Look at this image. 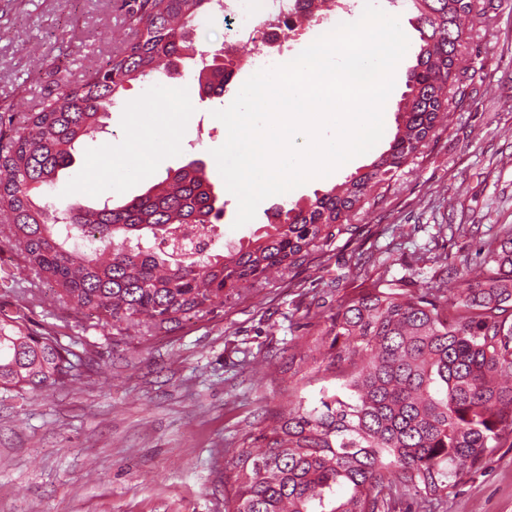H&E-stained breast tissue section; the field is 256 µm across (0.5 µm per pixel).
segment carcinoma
I'll return each instance as SVG.
<instances>
[{
	"instance_id": "obj_1",
	"label": "carcinoma",
	"mask_w": 512,
	"mask_h": 512,
	"mask_svg": "<svg viewBox=\"0 0 512 512\" xmlns=\"http://www.w3.org/2000/svg\"><path fill=\"white\" fill-rule=\"evenodd\" d=\"M218 0H121L131 30L106 65L0 130V211L14 242L59 297L117 327L166 333L188 313L207 315L353 232L351 216L439 135L470 38L475 0H401L419 33L416 64L389 148L307 201L276 211L247 242L211 253L202 228L224 205L199 161L166 173L121 206L42 203L75 145L103 127L127 85L199 56V90L224 95L231 73L197 48L194 21L224 14ZM464 284L409 293L371 288L343 301L314 339L324 370L347 366L343 399L327 386L314 404L268 414L269 424L229 465L224 512H397L408 496L427 512L512 436V228L488 245L484 267H454ZM76 353L28 330L0 306V388L37 395L73 380Z\"/></svg>"
}]
</instances>
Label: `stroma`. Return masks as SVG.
<instances>
[{
	"instance_id": "stroma-1",
	"label": "stroma",
	"mask_w": 512,
	"mask_h": 512,
	"mask_svg": "<svg viewBox=\"0 0 512 512\" xmlns=\"http://www.w3.org/2000/svg\"><path fill=\"white\" fill-rule=\"evenodd\" d=\"M409 47L395 73L382 139L322 179L263 200L255 218L235 227L238 202L226 192L212 149L225 126L214 110L232 102L200 92L196 64L185 58L171 75L133 82L106 129L76 146L48 201L120 206L145 193L167 171L200 160L224 202L215 252L247 239L277 205L330 189L388 149L419 34L392 0ZM482 17L462 49V101L423 157L397 173L358 211L355 234L269 280L257 292L181 320L153 336L113 328L61 302L36 275L0 223V305L20 308L33 331L58 337L82 354L75 379L39 395L0 392V512H224L229 460L253 446L268 412L310 401L321 383L318 352L300 371L288 365L295 342H313L326 318L365 289L408 284L455 293L447 264L483 266L489 239L512 225V0H479ZM127 34L116 0H0V115L21 116L65 84L108 61ZM175 89L161 98L159 86ZM161 112L176 140L152 150L143 175L123 180L127 162L111 147L131 135L133 109ZM97 169L102 182L84 181ZM447 512H512V447L496 449L467 476Z\"/></svg>"
}]
</instances>
